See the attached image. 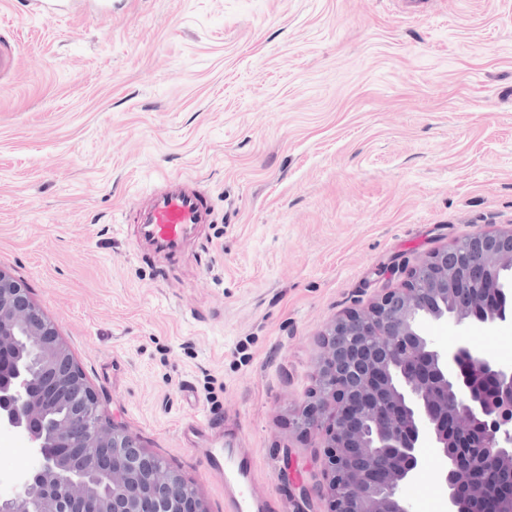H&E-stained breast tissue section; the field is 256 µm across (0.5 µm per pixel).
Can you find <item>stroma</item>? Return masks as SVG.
I'll return each mask as SVG.
<instances>
[{"mask_svg":"<svg viewBox=\"0 0 512 512\" xmlns=\"http://www.w3.org/2000/svg\"><path fill=\"white\" fill-rule=\"evenodd\" d=\"M20 59L0 82V267L31 288L106 415L224 512L179 428L212 411L253 451L277 512H326L324 437L288 419L321 332L478 229L512 226V0H133L31 21L0 0ZM199 179L214 223L174 263L122 210ZM512 367V320L460 329ZM29 463L0 435V495ZM431 466L404 489L448 512Z\"/></svg>","mask_w":512,"mask_h":512,"instance_id":"35a3bbf8","label":"stroma"}]
</instances>
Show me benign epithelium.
I'll return each instance as SVG.
<instances>
[{
    "mask_svg": "<svg viewBox=\"0 0 512 512\" xmlns=\"http://www.w3.org/2000/svg\"><path fill=\"white\" fill-rule=\"evenodd\" d=\"M402 282L322 333L315 386L292 417L324 433L328 512H412L402 487L433 453L448 512H470L512 473V368L466 343L440 347L419 320L512 319V227L478 229L402 271ZM37 358L26 363L20 339ZM27 438L31 466L0 512H211L175 468L104 415L54 323L0 267V433Z\"/></svg>",
    "mask_w": 512,
    "mask_h": 512,
    "instance_id": "benign-epithelium-1",
    "label": "benign epithelium"
}]
</instances>
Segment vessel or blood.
<instances>
[{
	"label": "vessel or blood",
	"instance_id": "obj_1",
	"mask_svg": "<svg viewBox=\"0 0 512 512\" xmlns=\"http://www.w3.org/2000/svg\"><path fill=\"white\" fill-rule=\"evenodd\" d=\"M25 15L51 20L60 14L108 17L112 0H24ZM213 206L208 189L200 182L181 176L159 178L149 192L121 214V221L136 227L139 242L155 256L176 261L212 223ZM180 434L201 454L208 474L224 484V512H269L271 501L255 495L253 466L239 445L222 448L208 443L204 422L186 423Z\"/></svg>",
	"mask_w": 512,
	"mask_h": 512
}]
</instances>
